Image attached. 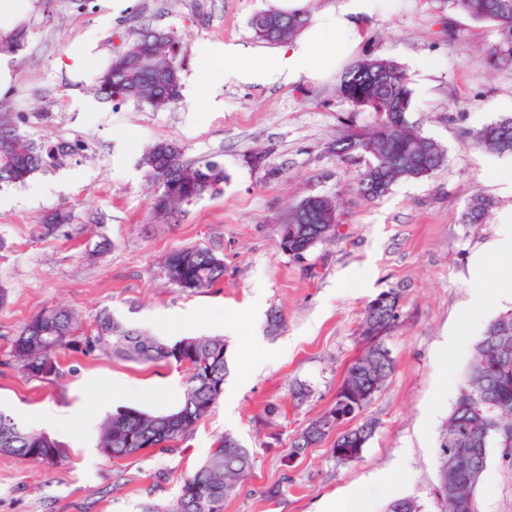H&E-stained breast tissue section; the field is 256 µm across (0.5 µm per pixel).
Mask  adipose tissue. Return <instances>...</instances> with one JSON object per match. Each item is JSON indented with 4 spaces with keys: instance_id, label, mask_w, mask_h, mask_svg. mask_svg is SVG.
<instances>
[{
    "instance_id": "1",
    "label": "adipose tissue",
    "mask_w": 512,
    "mask_h": 512,
    "mask_svg": "<svg viewBox=\"0 0 512 512\" xmlns=\"http://www.w3.org/2000/svg\"><path fill=\"white\" fill-rule=\"evenodd\" d=\"M390 6V0H340L338 6L311 12L297 38L257 63L251 62V51L244 46L205 45L200 64L207 73L203 92L208 109H215L216 91L227 76L261 86L329 76L354 50L359 21L384 16ZM491 257L499 262L497 296L512 302V212L501 215L496 238L475 254L471 274L476 281L484 280Z\"/></svg>"
}]
</instances>
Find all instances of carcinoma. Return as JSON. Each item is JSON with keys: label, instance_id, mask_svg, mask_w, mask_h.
Instances as JSON below:
<instances>
[{"label": "carcinoma", "instance_id": "carcinoma-1", "mask_svg": "<svg viewBox=\"0 0 512 512\" xmlns=\"http://www.w3.org/2000/svg\"><path fill=\"white\" fill-rule=\"evenodd\" d=\"M448 5L477 23H492L497 39L484 53L491 69L512 68V0H448ZM308 18L292 13H260L252 18L256 35L270 43L296 37ZM180 48L175 40H159L143 32L127 48L112 57L94 77L96 90L109 98H135L157 110L172 109L182 101ZM341 98L369 116V123L336 140L339 157L369 159L361 175V193L378 199L401 181L431 176L446 161V152L407 120L412 89L402 67L384 57L357 61L342 75ZM475 142L497 155H512V116L495 120L475 134ZM65 141L37 143L17 132L0 117V185L24 184L72 155ZM150 173L165 170L153 203L163 217L181 204H190L220 190L224 165L212 160L187 163L181 150L158 142L143 157ZM491 208L481 195L473 197L463 212L464 224H481ZM294 223L281 225L278 248L284 253L304 254L316 243L336 235V205L322 195L302 199L288 211ZM166 277L190 292L207 290L224 279V258L208 248L174 249L164 260ZM400 295L382 291L368 302L359 327L365 349L348 367L336 391L333 405L312 419L292 440L288 457L301 455L320 443L336 410L360 416L395 369L385 339L399 316ZM97 352L110 359L139 365L186 366L183 397L172 411L151 413L125 408L107 416L101 424L97 447L110 460H123L148 448L173 451L210 413L224 392L228 373L226 346L221 336L201 335L166 343L143 331L125 328L104 311L85 326L70 309L56 306L32 316L13 340L9 361L30 379L61 375L58 356L65 351ZM512 428V312L490 321L474 345L460 394L439 432L436 500L438 512H467L462 505L478 504L477 485L487 468L489 448L500 447L494 430H483V419ZM375 430L371 420L340 432L332 456L348 463L362 457ZM0 454L55 466L68 459L69 449L45 432L31 430L14 417L0 412ZM463 457L471 465L455 473L450 457ZM254 457L238 439L221 436L208 455L182 478L175 499L150 504L144 512H224V500L250 477ZM385 512H422L414 498L390 503Z\"/></svg>", "mask_w": 512, "mask_h": 512}]
</instances>
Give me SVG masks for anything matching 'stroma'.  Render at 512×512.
Returning <instances> with one entry per match:
<instances>
[{
  "instance_id": "35a3bbf8",
  "label": "stroma",
  "mask_w": 512,
  "mask_h": 512,
  "mask_svg": "<svg viewBox=\"0 0 512 512\" xmlns=\"http://www.w3.org/2000/svg\"><path fill=\"white\" fill-rule=\"evenodd\" d=\"M32 0L21 24L26 36L11 56V82L0 90V113L36 141H65L74 155L24 185L0 189V409L25 426L49 431V414L65 410L69 459L51 467L0 455V512H142L171 502L182 477L230 434L253 453L247 484L224 512H327L357 490V512H384L411 497L436 512L441 426L457 400L470 347L512 303L489 296L473 303L472 256L495 238L498 217L512 210V186L474 135L503 117L512 101V68L489 70L482 53L496 28L477 23L446 0H394L384 18L363 22L354 59L385 56L400 63L413 91L408 119L441 144L444 165L429 177L402 181L379 199L364 197L365 159H343L331 145L366 116L339 95L340 73L268 86L225 78L218 109L200 111L195 88L204 75L198 51L209 43L243 44L261 59L271 46L251 19L266 0H128L110 15V0ZM149 27L181 47L183 100L170 110L105 98L68 51L98 37L92 68L107 65L135 33ZM433 62L417 67L419 59ZM176 143L184 160H219L220 192L156 217L158 185L142 165L160 141ZM493 207L482 224L461 215L473 195ZM337 204L335 239L294 257L277 247L281 222L303 198ZM68 223L46 231L58 208ZM205 247L224 259V280L203 292L169 283L166 255ZM400 295L399 320L387 345L396 369L364 412L377 423L361 459L333 458V438L302 456L290 438L336 396L346 369L364 349L358 335L366 304L379 292ZM64 305L83 321L109 310L123 326L172 343L223 337L229 374L224 392L174 452L148 450L120 461L97 446L103 419L123 408L167 412L178 406L186 372L147 368L96 353L69 351L62 377L29 380L5 360L23 325L39 311ZM282 330H267L271 312ZM233 321L251 337L241 347L224 330ZM468 329L466 349L448 348ZM308 385L305 400L292 396ZM281 494L266 499L265 489ZM480 512H512V468L491 451L478 486Z\"/></svg>"
}]
</instances>
